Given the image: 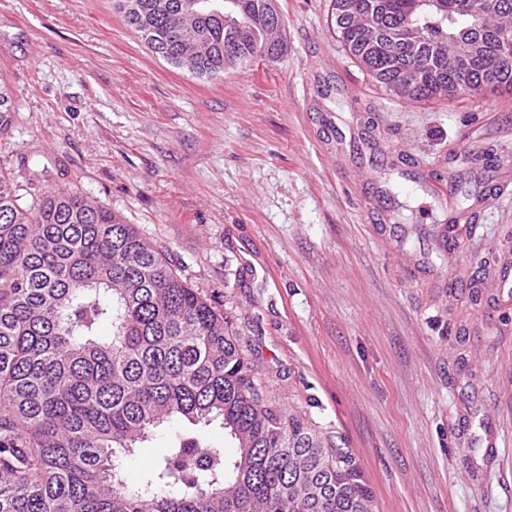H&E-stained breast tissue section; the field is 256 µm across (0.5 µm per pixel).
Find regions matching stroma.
<instances>
[{
  "label": "stroma",
  "mask_w": 512,
  "mask_h": 512,
  "mask_svg": "<svg viewBox=\"0 0 512 512\" xmlns=\"http://www.w3.org/2000/svg\"><path fill=\"white\" fill-rule=\"evenodd\" d=\"M274 5L283 54L206 78L114 0H0V166L158 246L376 512H512V96L401 99Z\"/></svg>",
  "instance_id": "35a3bbf8"
}]
</instances>
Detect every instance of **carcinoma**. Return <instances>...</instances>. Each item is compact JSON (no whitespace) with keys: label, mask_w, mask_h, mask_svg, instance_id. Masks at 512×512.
Wrapping results in <instances>:
<instances>
[{"label":"carcinoma","mask_w":512,"mask_h":512,"mask_svg":"<svg viewBox=\"0 0 512 512\" xmlns=\"http://www.w3.org/2000/svg\"><path fill=\"white\" fill-rule=\"evenodd\" d=\"M332 2L349 53L396 94L512 93V0ZM188 4L119 9L153 52L200 77L276 40L267 0ZM13 111L0 83V131ZM31 190L26 203L0 170V512H373L360 467L265 401L224 315L162 251L74 189ZM218 419L233 459L204 434ZM167 422L174 439L129 481Z\"/></svg>","instance_id":"obj_1"}]
</instances>
